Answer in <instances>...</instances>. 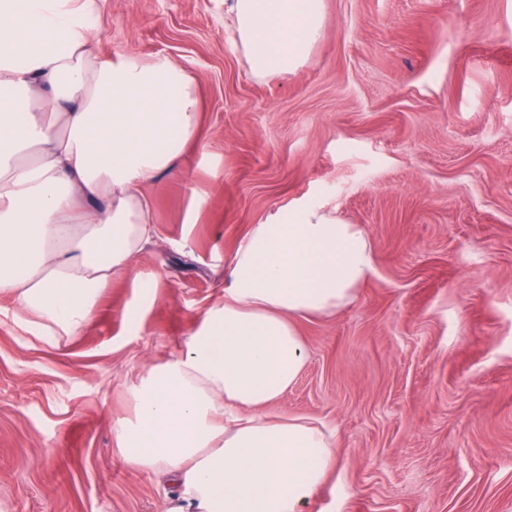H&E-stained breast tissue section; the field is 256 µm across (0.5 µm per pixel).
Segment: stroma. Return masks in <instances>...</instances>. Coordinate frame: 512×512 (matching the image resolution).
I'll return each mask as SVG.
<instances>
[{
    "mask_svg": "<svg viewBox=\"0 0 512 512\" xmlns=\"http://www.w3.org/2000/svg\"><path fill=\"white\" fill-rule=\"evenodd\" d=\"M323 11L305 63L263 80L224 0H96L104 54L196 77L200 145L148 184L154 236L81 334L38 341L0 297V512H164L112 424L223 302L250 226L305 201L364 225L375 270L298 324L310 359L275 409L339 459L303 512H512V0Z\"/></svg>",
    "mask_w": 512,
    "mask_h": 512,
    "instance_id": "stroma-1",
    "label": "stroma"
}]
</instances>
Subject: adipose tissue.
<instances>
[{"mask_svg":"<svg viewBox=\"0 0 512 512\" xmlns=\"http://www.w3.org/2000/svg\"><path fill=\"white\" fill-rule=\"evenodd\" d=\"M226 15L259 78L293 72L322 36L323 0H227ZM93 29L94 0H0V295L43 339L81 333L131 273L154 234L144 187L198 139L195 77L102 56ZM373 269L365 226L316 203L252 225L223 304L112 425L124 461L172 486L166 512H303L336 468L335 434L268 408L308 362L298 319L356 302Z\"/></svg>","mask_w":512,"mask_h":512,"instance_id":"obj_1","label":"adipose tissue"}]
</instances>
